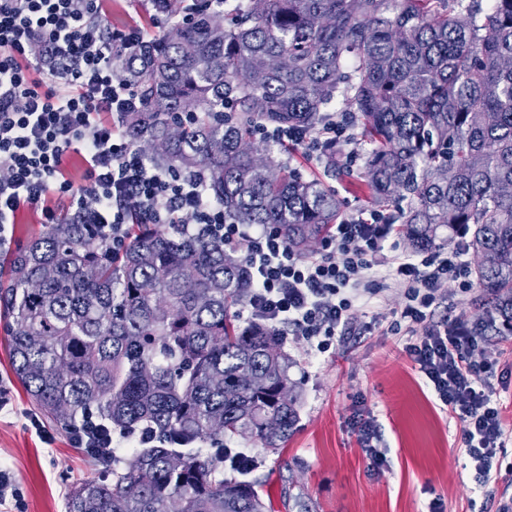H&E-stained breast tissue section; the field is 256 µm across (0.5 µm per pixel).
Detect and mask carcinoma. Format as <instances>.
<instances>
[{
    "instance_id": "1",
    "label": "carcinoma",
    "mask_w": 512,
    "mask_h": 512,
    "mask_svg": "<svg viewBox=\"0 0 512 512\" xmlns=\"http://www.w3.org/2000/svg\"><path fill=\"white\" fill-rule=\"evenodd\" d=\"M213 2L152 0L166 29L119 51L140 102L121 115L131 142L204 173L228 222L272 227L303 257L341 203L255 128L314 130L343 89L370 145L368 196L417 252L456 239L493 253L474 269L491 299L478 330L512 334V0ZM7 266L0 323L33 405L66 431L94 409L111 430L151 434L118 468L86 449L104 475L74 486L66 512H264L251 484L224 477V454L203 451L234 435L276 450L297 421L280 336L231 318L254 288L241 257L134 224L114 261L70 216Z\"/></svg>"
}]
</instances>
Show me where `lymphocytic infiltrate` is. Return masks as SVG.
Listing matches in <instances>:
<instances>
[{
	"instance_id": "1",
	"label": "lymphocytic infiltrate",
	"mask_w": 512,
	"mask_h": 512,
	"mask_svg": "<svg viewBox=\"0 0 512 512\" xmlns=\"http://www.w3.org/2000/svg\"><path fill=\"white\" fill-rule=\"evenodd\" d=\"M104 0H0V252L13 241L19 210L66 201L82 223L96 225L113 252L128 240V226L179 224L182 233L219 239L246 260L255 286L238 314L280 336L293 335L327 352L337 329L350 323L354 301L394 281L407 303L401 313L422 333L407 336L403 350L448 411L463 423L462 444L480 485L498 474L507 422L489 380L497 359L472 361L478 332L468 323H429L431 308L448 280L467 275L463 246L436 254L387 256L398 227L380 211L335 224L316 258H301L266 227L230 224L206 194L199 172L171 173L149 162L117 120L97 115L133 110L136 98L114 66L118 47L142 39L139 25L106 31ZM261 139L320 151L322 144L350 146V122L329 112L317 131L259 128ZM86 164L88 184L65 176L70 154Z\"/></svg>"
}]
</instances>
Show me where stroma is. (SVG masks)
I'll return each instance as SVG.
<instances>
[{"label": "stroma", "instance_id": "1", "mask_svg": "<svg viewBox=\"0 0 512 512\" xmlns=\"http://www.w3.org/2000/svg\"><path fill=\"white\" fill-rule=\"evenodd\" d=\"M280 161L309 179L335 187L344 217L370 210L361 186L362 162L339 177L304 149L280 154ZM402 293L388 288L369 306H354L351 323L328 352L315 354L305 342L290 339V378L296 382L298 420L284 448L271 450L259 440L234 437L224 442V457L236 452L257 464L246 475L268 512H496L484 487L465 469L460 420L440 405L430 385L402 350L409 332L401 319ZM488 297L477 283L449 281L432 308L431 319L469 324L485 316ZM473 360L495 357L492 378L512 416V335L485 334ZM0 386L8 404L0 410V467L16 482L18 499L0 512H66L72 485L98 474V467L72 435L36 410L16 381L0 331ZM374 415L386 462L374 468L350 427L356 411Z\"/></svg>", "mask_w": 512, "mask_h": 512}]
</instances>
